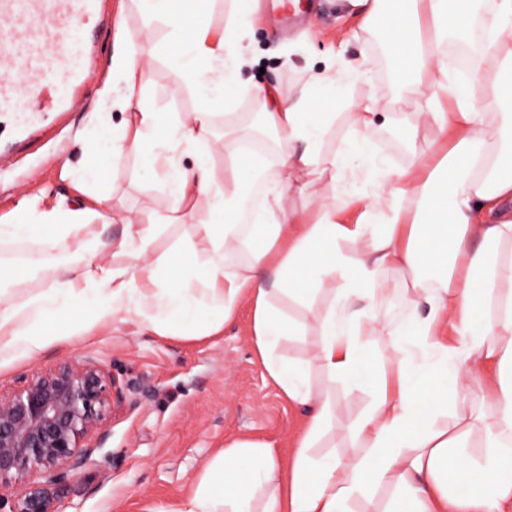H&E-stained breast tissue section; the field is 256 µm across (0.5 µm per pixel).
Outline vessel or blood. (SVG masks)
<instances>
[{"label":"vessel or blood","instance_id":"b4317fda","mask_svg":"<svg viewBox=\"0 0 512 512\" xmlns=\"http://www.w3.org/2000/svg\"><path fill=\"white\" fill-rule=\"evenodd\" d=\"M100 0H0L7 33L0 44V116L19 110L60 112L87 81L85 27L99 17ZM22 67L36 95L19 103L4 74Z\"/></svg>","mask_w":512,"mask_h":512}]
</instances>
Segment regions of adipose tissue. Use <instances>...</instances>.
I'll use <instances>...</instances> for the list:
<instances>
[{"label":"adipose tissue","mask_w":512,"mask_h":512,"mask_svg":"<svg viewBox=\"0 0 512 512\" xmlns=\"http://www.w3.org/2000/svg\"><path fill=\"white\" fill-rule=\"evenodd\" d=\"M378 27L397 64L403 92L427 85L432 95L420 119L433 123L448 146L416 154L410 166L373 164L380 177L371 203L356 209L337 198L336 182L352 147L389 117L357 105L350 151L325 155L320 144L332 114L316 116L320 100L305 90L294 100L262 94L261 117L278 135L275 163L245 155L240 141L224 144L225 164L183 168L180 148L214 149L215 104L249 65V0H234L220 37H213L203 0H136L147 18L162 22L183 85L201 105L179 115L135 102L146 63L136 51L112 58L113 85L104 88L126 119L111 140L82 139L87 158L142 157L163 185L171 213L199 197L189 241L172 258H152L155 224L126 222L111 243L125 255L115 266L97 253L58 268L49 288L22 304L10 303L15 271L0 266V350L41 349L42 328L61 320V333L81 336L98 324L133 323L161 336H214L242 302L253 307V342L270 377L309 416L290 466L265 442L235 440L214 456L191 496L162 512H355L390 490L387 512H502L512 498V0H348ZM482 17L487 40L466 70L448 67L441 48L469 40L470 20ZM329 173L313 212L286 211L284 184L315 171ZM77 178L93 205L42 211L35 224H1L0 237L37 239L51 246L105 219L111 199L95 167ZM266 187L258 221L263 238L244 265L229 264L243 244L240 225L253 187ZM370 249H363L364 238ZM398 276L406 301L404 326L380 321L388 275ZM330 308L319 328L315 356L331 382L313 389L301 366L274 350L297 327L274 304L277 296L307 304L322 291ZM387 340L384 357L370 337ZM494 363L493 411L483 417V452L462 449L465 432L448 415L464 402L470 379ZM434 385H426V378ZM368 390L364 412L343 438L347 451L314 458L312 450L336 430V384Z\"/></svg>","instance_id":"1"}]
</instances>
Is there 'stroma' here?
<instances>
[{
    "mask_svg": "<svg viewBox=\"0 0 512 512\" xmlns=\"http://www.w3.org/2000/svg\"><path fill=\"white\" fill-rule=\"evenodd\" d=\"M308 12L295 23L284 21L281 9L252 7L249 50L255 66L244 68L237 87L226 88L232 111L216 105V140L246 139L257 143L260 154L276 158V133L261 121L252 91L270 89L290 99L300 89L325 75L331 55L354 61L361 54L372 58L366 77L349 86L346 96L329 97L323 109L336 120L325 135L322 150L331 154L345 147L350 136L351 102H375L389 113L388 125L368 136L365 155L385 158L393 165L412 163L414 152L432 151L445 144L430 123L417 122L416 101L402 100L394 83L393 63L384 54L373 28L363 26L362 15L344 0H308ZM106 22L93 27L89 42L95 50V75L79 94L75 110L41 132L17 127L8 118V135L0 137V151L9 153L0 166V225L35 222L36 214L58 203L84 202L69 175L79 167L78 142L87 136L110 138L123 115L110 108L99 91L110 77L112 56L135 46L141 56H152L145 100L170 112L195 111L199 101L183 86L163 49L165 27L148 22L134 0H105ZM413 136H406L410 123ZM95 164L112 191L113 222L94 224L56 248L59 262L78 259L91 243H110L123 231L124 219L144 224L155 221L161 230L151 246L153 257H171L178 243L193 231V217L209 207L196 200L182 222L165 224L168 198L139 167L135 156L113 160L102 153ZM299 323L301 335L289 337L278 354L301 361L314 386L325 375L313 355L319 324L330 305L329 294L308 306L279 299ZM253 312L242 304L225 323L221 335L202 338L161 336L126 323H108L82 336L60 337L59 324H50L45 343L37 352L0 353V390L14 388L20 378L37 368L74 358H91L109 368L125 389L124 403L109 422L100 450L88 467L68 486L64 512H158L188 496L211 462L217 448L249 439L273 444L283 461H290L292 439L307 420V407L284 399L254 347Z\"/></svg>",
    "mask_w": 512,
    "mask_h": 512,
    "instance_id": "1",
    "label": "stroma"
}]
</instances>
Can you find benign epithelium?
I'll return each mask as SVG.
<instances>
[{
  "label": "benign epithelium",
  "mask_w": 512,
  "mask_h": 512,
  "mask_svg": "<svg viewBox=\"0 0 512 512\" xmlns=\"http://www.w3.org/2000/svg\"><path fill=\"white\" fill-rule=\"evenodd\" d=\"M123 400L121 382L89 358L40 368L0 392V510L61 512L67 480L92 462Z\"/></svg>",
  "instance_id": "benign-epithelium-1"
}]
</instances>
